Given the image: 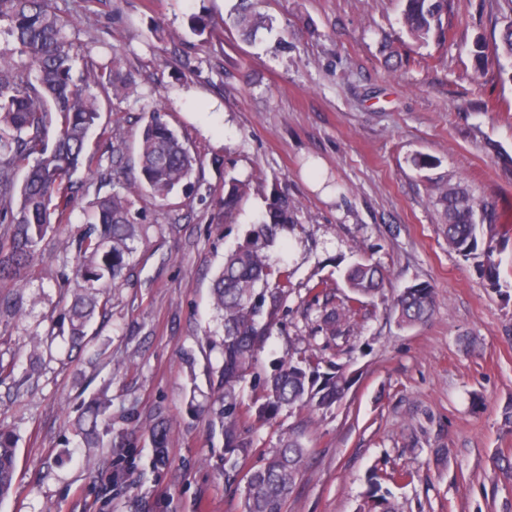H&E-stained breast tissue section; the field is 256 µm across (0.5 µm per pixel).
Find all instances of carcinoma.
I'll return each mask as SVG.
<instances>
[{
	"mask_svg": "<svg viewBox=\"0 0 512 512\" xmlns=\"http://www.w3.org/2000/svg\"><path fill=\"white\" fill-rule=\"evenodd\" d=\"M448 0H405L403 24L417 41L428 40L442 28ZM231 25L246 35L270 27L253 0H239ZM11 42L0 48V284L11 282L34 267L42 243L54 224H62L75 203L73 176L91 171L94 154L87 152L93 135L104 136L99 124L103 101L129 89L130 78L120 57L112 52L95 58L92 48L74 34L70 20L54 0H0V23ZM479 65L490 58H512V23L504 25L493 50L475 44ZM93 76L89 81L85 74ZM200 159L178 133L163 120L160 110L151 111L142 134L138 174L119 189L96 197L92 221L83 225L71 242L74 251L70 270H60L64 281L75 278L83 288L64 305L68 323L69 350L82 352L96 340L90 331L96 315H105L107 292L122 280L130 243L143 227L132 211V195L146 190L165 201L178 189L191 185ZM27 169L23 178L17 171ZM241 183H225L224 215L233 214L241 199ZM437 204L446 220L448 247L470 256L481 253L488 278L499 286V263L495 247L479 249L477 231L492 226L494 208L473 198L458 185L445 187ZM294 205L286 196L274 198L263 217L253 225L245 241L224 255V264L213 280L212 293L220 313L223 336L219 341L222 363L216 370L218 395L207 410L209 423L224 433V480L239 488L238 476L245 471L250 488L242 493L243 512H282L283 504L297 486L308 449L294 433L283 435L277 448L264 454L257 468L245 469L253 448L246 423L250 418L270 420L285 407L314 413L339 404L355 382L344 365L319 372V359L288 356L273 372L258 377L263 402L255 415L242 410L236 386L253 374L257 353L272 329L281 321L289 295V275L283 271L269 283L272 266L269 251L278 234L292 223ZM384 275L366 259L344 273L349 294L336 298L324 283L310 292L325 304H338L324 314L316 332L327 339L336 336L341 321L357 314L362 299L382 288ZM434 289L427 284L408 287L398 296L394 312L403 327L428 319L434 308ZM73 432L88 448H125L127 436L112 432V401L105 396L91 400L73 423ZM156 462L167 460L170 428L159 421L150 430ZM17 435L0 428V501L14 489ZM365 504L368 512H394L388 491L376 473L367 478Z\"/></svg>",
	"mask_w": 512,
	"mask_h": 512,
	"instance_id": "1",
	"label": "carcinoma"
}]
</instances>
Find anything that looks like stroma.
<instances>
[{"mask_svg":"<svg viewBox=\"0 0 512 512\" xmlns=\"http://www.w3.org/2000/svg\"><path fill=\"white\" fill-rule=\"evenodd\" d=\"M404 0H259L271 29L252 38L226 27L233 0H63L79 38L100 57L117 52L128 94L105 103L107 141L90 140L99 164L75 176L68 232L87 221L97 191L138 168L141 130L155 105L201 160L194 188L133 209L142 236L121 287L108 292L98 327L101 360L67 357L56 338L25 381L33 337L59 322L79 281L60 287L66 258L57 235L0 316V425L17 430L18 488L0 512H243L224 484V437L196 407L216 393L223 334L212 305L225 253L242 243L273 193L296 206L271 250L292 290L281 326L258 355L271 372L287 355L346 364L356 382L327 413L281 411L252 426L249 466L298 429L309 450L282 512H359L377 472L395 512H512V296L492 288L481 256L448 246L436 203L443 181L493 204L494 238L512 231V61L477 67L475 42L493 44L512 20L507 0H448L445 35L419 42L404 28ZM207 15L210 35L191 16ZM437 160L417 169L416 155ZM244 196L224 213V182ZM368 259L386 275L335 340L315 334L321 308L309 289L344 292V270ZM436 293L432 316L401 327L392 310L410 286ZM112 426L131 448L69 452L72 421L99 389ZM174 429L166 464L147 433Z\"/></svg>","mask_w":512,"mask_h":512,"instance_id":"obj_1","label":"stroma"}]
</instances>
